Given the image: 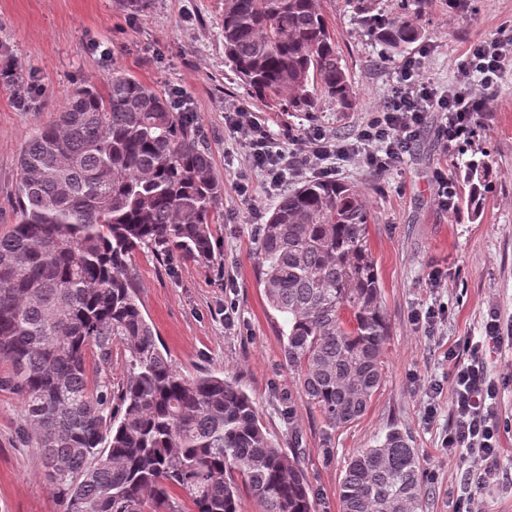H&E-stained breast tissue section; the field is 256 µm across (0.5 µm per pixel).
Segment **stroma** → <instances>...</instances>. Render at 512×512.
<instances>
[{"label": "stroma", "mask_w": 512, "mask_h": 512, "mask_svg": "<svg viewBox=\"0 0 512 512\" xmlns=\"http://www.w3.org/2000/svg\"><path fill=\"white\" fill-rule=\"evenodd\" d=\"M321 6L353 94L349 104L326 103L308 115L272 111L249 94L224 57V0H147L137 12L122 0H0V235L14 219L21 153L74 86L105 89L118 71L172 94L203 131L224 184L223 220L212 227L208 263L148 249L130 262L145 318L177 373L214 372L243 390L284 451H299L317 512H340L348 462L394 428L417 454L424 512H455L467 495L475 512H512V340L486 356L500 427L498 481L465 485L466 451L450 455L442 448L455 396L445 353L467 360L463 344L483 336L490 312L512 324V69L491 88L493 109L474 137L442 150L441 117L433 112L386 175L360 162L339 165L337 181L355 186L367 202L368 244L389 324L381 385L364 415L343 428L326 425L301 393L283 358L282 317L259 282L254 228L266 223L284 191L257 174L248 197L239 196L236 175L248 166V151L224 124V105L233 101L257 112L286 151L315 128L354 138L406 61L422 60L424 78L439 88L456 84L470 46L512 29V0H466L462 10L430 0L414 17L419 38L396 50L369 36L362 18L396 16L397 0H322ZM19 96L24 106H17ZM481 151L494 170L481 215L472 220L442 209L436 173H454ZM435 270L445 274L437 288L429 283ZM230 303L235 311L228 318ZM439 305L445 312L426 331L414 315ZM22 423L18 393L0 385V512H63L42 472L40 449L19 438Z\"/></svg>", "instance_id": "35a3bbf8"}]
</instances>
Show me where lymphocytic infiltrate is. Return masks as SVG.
Here are the masks:
<instances>
[{
	"label": "lymphocytic infiltrate",
	"instance_id": "f902f5d3",
	"mask_svg": "<svg viewBox=\"0 0 512 512\" xmlns=\"http://www.w3.org/2000/svg\"><path fill=\"white\" fill-rule=\"evenodd\" d=\"M512 65V36L470 48L460 65L461 80L441 90L422 75V64L407 61L396 73L391 93L382 107L361 125L354 141L337 139L317 131L301 140L291 152H283L255 112L233 105L225 111L224 123L247 148L250 165L239 172L236 188L248 195L254 171H261L271 187L281 186L290 175L304 171L324 178L335 175L338 162L361 158L375 174L390 171L408 153L429 113L442 116L438 139L450 147L472 137L482 116L490 110L486 93L505 65ZM481 78L473 89L469 78ZM505 341L497 315H490L481 341L465 343L466 362H451L454 383L453 419L442 447L448 453L466 449L473 460L469 477L476 485L496 481L498 427L492 421L495 388L487 378L485 355Z\"/></svg>",
	"mask_w": 512,
	"mask_h": 512
}]
</instances>
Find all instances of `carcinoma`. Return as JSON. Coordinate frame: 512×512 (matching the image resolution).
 Wrapping results in <instances>:
<instances>
[{
  "mask_svg": "<svg viewBox=\"0 0 512 512\" xmlns=\"http://www.w3.org/2000/svg\"><path fill=\"white\" fill-rule=\"evenodd\" d=\"M397 49L418 31L365 19ZM226 60L255 97L314 112L352 95L320 0H224ZM491 165L471 157L452 179L478 217ZM224 184L192 118L135 78L74 87L20 158L15 222L0 235L1 385L22 396L23 435L64 512H314L299 455L260 423L253 401L216 375L187 379L160 350L129 272L134 252L212 259ZM353 186L313 178L285 195L257 236L266 299L283 318V357L326 424L345 427L382 381L389 334ZM129 352L121 389L88 386L85 356ZM340 512H420L419 461L402 431L351 458Z\"/></svg>",
  "mask_w": 512,
  "mask_h": 512,
  "instance_id": "1",
  "label": "carcinoma"
}]
</instances>
